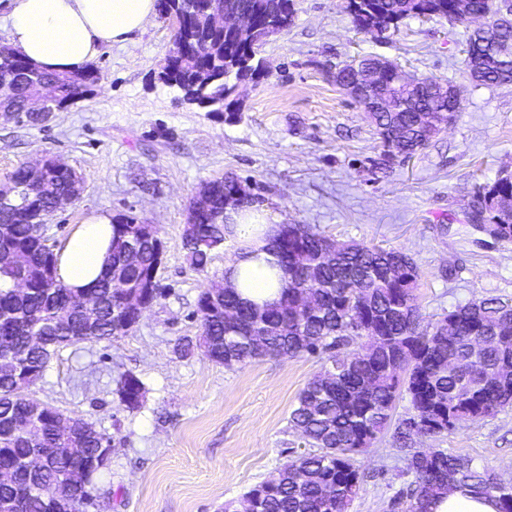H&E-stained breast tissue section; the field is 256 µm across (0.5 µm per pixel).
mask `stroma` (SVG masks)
Returning <instances> with one entry per match:
<instances>
[{"mask_svg": "<svg viewBox=\"0 0 512 512\" xmlns=\"http://www.w3.org/2000/svg\"><path fill=\"white\" fill-rule=\"evenodd\" d=\"M346 5L295 0L288 30L261 50L264 77L240 83L235 119L184 103L159 80L173 28L156 17L135 46L102 48L93 96L39 126L0 121V180L46 156L84 179L80 198L47 218L51 245L61 247L97 211L156 225L164 241L162 295L134 330L62 349L35 387L39 398L112 440L92 512H222L303 451L288 417L320 372L319 358L227 368L176 352L200 333L201 290L222 282L225 261L243 248L232 238L205 271L191 265L183 231L206 181L232 175L253 185L279 223L407 252L419 269L423 316L482 298L512 303V241L484 237L464 216L476 186L512 174V85L469 80V25L409 17L381 39L356 31ZM361 55L457 85L455 123L410 160H385L375 126L333 78L343 61ZM126 372L146 389L133 412L115 393ZM416 445L469 457L512 482L510 408ZM355 460L366 478L349 512H391L411 482L392 433Z\"/></svg>", "mask_w": 512, "mask_h": 512, "instance_id": "35a3bbf8", "label": "stroma"}]
</instances>
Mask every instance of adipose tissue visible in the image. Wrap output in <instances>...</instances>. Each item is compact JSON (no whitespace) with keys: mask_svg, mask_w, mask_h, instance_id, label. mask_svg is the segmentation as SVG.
Returning a JSON list of instances; mask_svg holds the SVG:
<instances>
[{"mask_svg":"<svg viewBox=\"0 0 512 512\" xmlns=\"http://www.w3.org/2000/svg\"><path fill=\"white\" fill-rule=\"evenodd\" d=\"M156 14L155 0H12L8 42L19 54L49 71H74L101 47L133 44ZM230 226L247 249L224 265V283L243 299L262 305L279 290L268 265L269 236L256 233V220L227 209ZM112 241V217L92 215L78 225L58 258V274L73 288L91 287L99 278Z\"/></svg>","mask_w":512,"mask_h":512,"instance_id":"obj_1","label":"adipose tissue"}]
</instances>
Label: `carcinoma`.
<instances>
[{
  "instance_id": "1",
  "label": "carcinoma",
  "mask_w": 512,
  "mask_h": 512,
  "mask_svg": "<svg viewBox=\"0 0 512 512\" xmlns=\"http://www.w3.org/2000/svg\"><path fill=\"white\" fill-rule=\"evenodd\" d=\"M292 0H234L253 10L257 31L253 43L231 46L223 35L211 33L204 9L206 0H186L178 45L163 61L167 77L193 88L197 107L224 111L231 93L228 80L242 69L264 71L258 58L268 30V18L289 9ZM477 10L495 20L486 37L468 39L466 67L472 80L485 85L512 83V52L500 58L498 43L512 40V12L503 0H474ZM454 0H360L351 13L355 28L363 30L377 16L395 30L407 17L421 15L452 19ZM96 68L55 73L43 70L0 43V106L12 109L30 125L47 122L41 112L27 109L44 83H52L62 98H85L82 80ZM389 84L391 112L378 115V135L385 156L414 155L448 127V99L432 89L442 85L423 78L427 87ZM74 170L59 162L38 185L29 183L26 165L16 167L0 188V254L22 255L24 265L0 264V334L10 348H0V512H82L87 493L66 486V474L78 461L66 454L74 441L84 448L83 459L100 456L110 438L93 424L64 413L38 398L32 387L62 348L95 343L127 334L137 318L121 309L127 286L157 271L149 236L159 237L153 224L113 220L112 241L105 272L86 290L68 287L53 271L43 277L44 236L38 223L54 212L56 199L73 194ZM477 214L470 223L500 225L501 238L512 241V208L497 209L496 200H512V181L496 180L475 192ZM224 223V183L216 182L201 214L197 236L184 246L191 264L202 270L214 251L231 237ZM323 235L308 224H280L271 250L277 258L280 297L258 306L243 301L232 288L213 300L204 288L196 315L201 333L177 345L182 357L201 353L211 362L231 368L252 359L300 355L317 356L325 370L300 392L290 415L291 426L312 451L283 463L268 479L251 487L244 497L253 512H346L358 496L363 480L355 455L372 447L389 429L397 397L405 395L408 414L418 415L428 427L414 430L408 418L399 420L394 439L402 452L404 471L414 477L409 499L396 498L391 507L406 512H430L429 505L448 485L496 498L499 512H512V484L479 471L463 456L437 449L422 451L414 437L448 432L456 425L489 417L512 406V315L496 298L471 301L422 322L417 296L419 272L413 258L398 249L340 243L329 251ZM29 281V290L13 287L16 276ZM98 298L96 333L76 336L80 323L56 327L66 308L78 311L77 297ZM35 329L44 344H29ZM483 336L508 339L505 346L489 345L477 360L471 348ZM130 411L141 408L145 387L132 373L121 376L116 390ZM36 456V466L25 461ZM58 486L48 498L42 489Z\"/></svg>"
}]
</instances>
